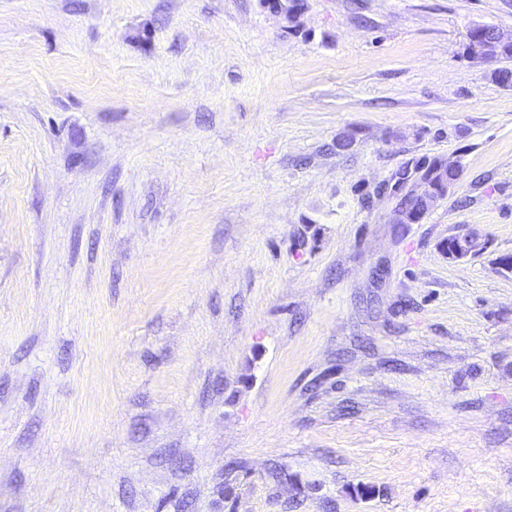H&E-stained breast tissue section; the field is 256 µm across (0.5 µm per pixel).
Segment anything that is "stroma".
<instances>
[{
	"label": "stroma",
	"mask_w": 512,
	"mask_h": 512,
	"mask_svg": "<svg viewBox=\"0 0 512 512\" xmlns=\"http://www.w3.org/2000/svg\"><path fill=\"white\" fill-rule=\"evenodd\" d=\"M305 3L0 0V512H512V0ZM261 5L270 14L286 23L285 29L297 28L301 25V17L305 12L303 0H260ZM446 166L444 167V171L447 172L448 167V181L445 185H433L428 180L425 179V176L420 174L417 178L414 179L413 183L405 189L401 193L402 196H412L416 197L421 202V207L417 211H413L412 213L408 212H399L400 208L398 206L393 210L392 222L395 224H417L420 222L422 217L426 215L429 209L434 205V203L442 198V195L448 192V184L452 183L454 180L458 178L459 172L461 170V164L458 160H438L434 161L427 168L430 170L437 169V166Z\"/></svg>",
	"instance_id": "35a3bbf8"
}]
</instances>
